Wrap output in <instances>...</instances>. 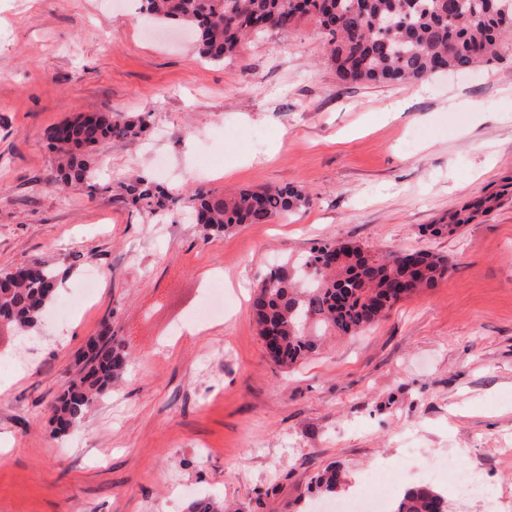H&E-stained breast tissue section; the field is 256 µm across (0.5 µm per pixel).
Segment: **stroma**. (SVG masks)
<instances>
[{"label": "stroma", "instance_id": "stroma-1", "mask_svg": "<svg viewBox=\"0 0 512 512\" xmlns=\"http://www.w3.org/2000/svg\"><path fill=\"white\" fill-rule=\"evenodd\" d=\"M124 2L0 0V270L44 263L73 311L0 333V512H187L208 497L227 512H307L333 463L340 501L369 468L409 472L413 488L440 463L478 471L512 512V59L351 86L314 21L211 63ZM95 110L147 117L148 132L99 145L95 189L48 187V130ZM133 175L176 195L290 184L310 204L208 235L181 205L150 214L119 199ZM488 196L490 213L430 233ZM325 241L427 250L449 270L284 370L251 294L271 264ZM219 281L223 317L189 335ZM105 331L125 339L127 374L54 436L50 406ZM486 201L479 200L477 203L472 205V209L481 208ZM471 208H462V209H452L448 211V216L442 217L438 224H431L429 227H432L430 232L433 235H441L447 234L448 236H453L458 229L464 224H468L472 217Z\"/></svg>", "mask_w": 512, "mask_h": 512}]
</instances>
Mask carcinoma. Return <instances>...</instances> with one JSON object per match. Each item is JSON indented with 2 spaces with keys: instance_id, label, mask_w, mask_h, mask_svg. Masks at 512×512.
I'll return each instance as SVG.
<instances>
[{
  "instance_id": "cac0c4a2",
  "label": "carcinoma",
  "mask_w": 512,
  "mask_h": 512,
  "mask_svg": "<svg viewBox=\"0 0 512 512\" xmlns=\"http://www.w3.org/2000/svg\"><path fill=\"white\" fill-rule=\"evenodd\" d=\"M140 11L150 18L179 23L195 34L194 49L212 63L238 53L250 33L285 31L299 22L316 21L328 36L336 76L345 84H411L441 71H469L512 55V0H502L509 15L490 0H140ZM395 19L394 28L388 20ZM147 120L122 118L111 112H93L53 126L48 145L55 150L56 171L51 185L93 187L95 150L102 142L140 137ZM119 195L149 213L176 202L159 184L142 177L122 182ZM182 202L191 209L203 231L219 234L242 224H267L310 205L301 189L242 188L232 195L198 189ZM472 208L452 209L432 225L434 235H454L469 223ZM339 253L333 266L323 261L325 251ZM283 262L256 285L252 307L259 334L274 341L273 361L290 366L316 353L322 336L358 333L379 321L399 301L394 285L406 280L410 291L436 286L448 272V260L428 251L414 253L412 264L390 251L374 256L358 245L323 243L310 250L300 273L289 276ZM21 279L0 271V330L26 333L40 322L52 303L57 277L42 263L30 264ZM129 353L124 340L114 336L88 358L69 379L66 390L51 405L53 432L65 436L85 417L92 403L112 389L125 374ZM340 482L336 466L317 477V485L333 494ZM189 512H224V502L200 499ZM393 512H448V500L429 486L410 488L396 499Z\"/></svg>"
}]
</instances>
